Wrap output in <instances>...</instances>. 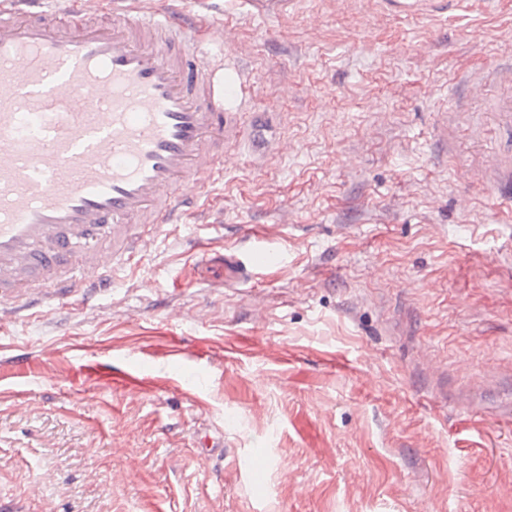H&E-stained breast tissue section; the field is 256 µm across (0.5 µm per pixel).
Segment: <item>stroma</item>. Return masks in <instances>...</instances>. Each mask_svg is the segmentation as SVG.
<instances>
[{
	"instance_id": "1",
	"label": "stroma",
	"mask_w": 512,
	"mask_h": 512,
	"mask_svg": "<svg viewBox=\"0 0 512 512\" xmlns=\"http://www.w3.org/2000/svg\"><path fill=\"white\" fill-rule=\"evenodd\" d=\"M187 7L251 79L240 135L93 307L0 328V512H512V197L479 189L512 126L468 83L512 0ZM389 11L397 15L423 14L424 11H433L439 15L448 13V17L460 10L462 0H381ZM429 10L427 7H432Z\"/></svg>"
}]
</instances>
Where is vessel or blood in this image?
Listing matches in <instances>:
<instances>
[{"instance_id":"1","label":"vessel or blood","mask_w":512,"mask_h":512,"mask_svg":"<svg viewBox=\"0 0 512 512\" xmlns=\"http://www.w3.org/2000/svg\"><path fill=\"white\" fill-rule=\"evenodd\" d=\"M93 20L76 0L0 5V324L46 298H93L87 284L142 251L151 230L184 223L224 174L243 74L226 77L181 0H121ZM397 15L451 14L462 0H383ZM507 87L489 111L512 121V64L474 88ZM103 84L105 98L89 95ZM512 189V156L485 175Z\"/></svg>"}]
</instances>
